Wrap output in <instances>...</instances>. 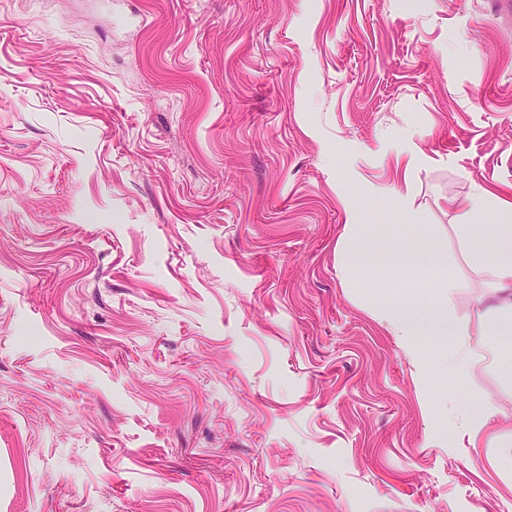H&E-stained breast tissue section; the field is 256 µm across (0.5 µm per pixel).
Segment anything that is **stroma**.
<instances>
[{
    "instance_id": "obj_1",
    "label": "stroma",
    "mask_w": 512,
    "mask_h": 512,
    "mask_svg": "<svg viewBox=\"0 0 512 512\" xmlns=\"http://www.w3.org/2000/svg\"><path fill=\"white\" fill-rule=\"evenodd\" d=\"M413 168H406V161ZM393 189L401 209L382 192ZM512 207L495 0H0V512H512V341L396 336ZM447 265L352 277L349 214ZM496 409L488 404L482 410L468 415L469 444L473 448L482 446L494 448V453L502 468H512V430L491 431L490 419Z\"/></svg>"
}]
</instances>
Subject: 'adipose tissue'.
Here are the masks:
<instances>
[{"label":"adipose tissue","mask_w":512,"mask_h":512,"mask_svg":"<svg viewBox=\"0 0 512 512\" xmlns=\"http://www.w3.org/2000/svg\"><path fill=\"white\" fill-rule=\"evenodd\" d=\"M487 209V199L475 196L464 212V222L459 230L479 260L483 274L491 281V288L487 289L484 297L478 298L475 310L462 318L454 315L459 291L455 281H447L438 297L439 306L446 312L441 333L449 338L448 358L441 372L453 382L466 374L473 337L490 335L496 328L501 329L504 335L512 334V223L506 221L495 225L492 230H482L479 221ZM363 259L376 271L390 259L411 265L438 264L444 262L446 256L438 251L434 241L424 240L391 254L375 247L364 254ZM495 412V407L489 404L469 414V444L474 448L493 449L501 467L511 469L512 430L492 431L490 419Z\"/></svg>","instance_id":"1"}]
</instances>
